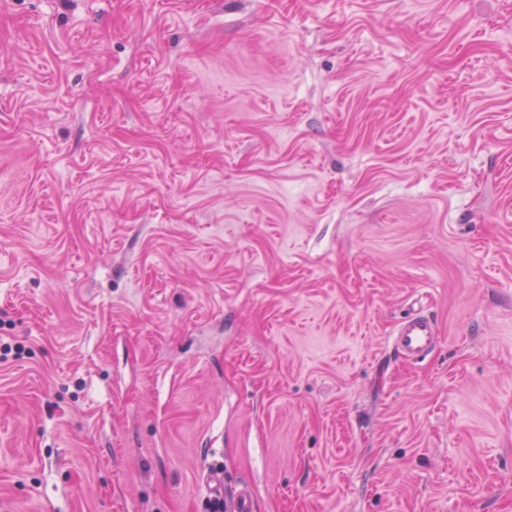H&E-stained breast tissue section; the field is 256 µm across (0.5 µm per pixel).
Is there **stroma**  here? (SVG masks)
Masks as SVG:
<instances>
[{
  "label": "stroma",
  "mask_w": 512,
  "mask_h": 512,
  "mask_svg": "<svg viewBox=\"0 0 512 512\" xmlns=\"http://www.w3.org/2000/svg\"><path fill=\"white\" fill-rule=\"evenodd\" d=\"M217 468L512 512V0H0V512ZM438 339L435 319L419 309L396 325L393 332V349L406 361L421 363L435 351Z\"/></svg>",
  "instance_id": "35a3bbf8"
}]
</instances>
